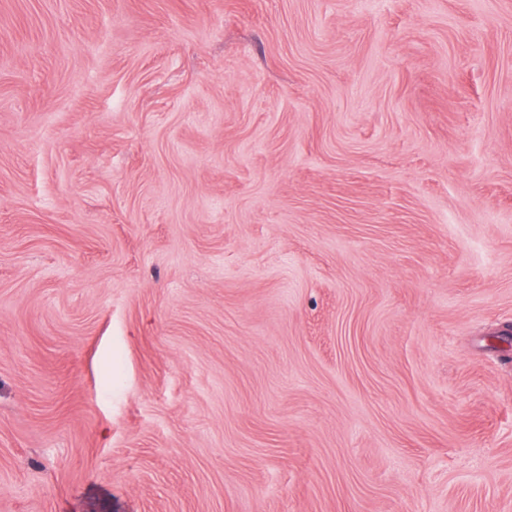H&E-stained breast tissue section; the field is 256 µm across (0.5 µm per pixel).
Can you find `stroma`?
<instances>
[{
	"mask_svg": "<svg viewBox=\"0 0 512 512\" xmlns=\"http://www.w3.org/2000/svg\"><path fill=\"white\" fill-rule=\"evenodd\" d=\"M0 512H512V0H0Z\"/></svg>",
	"mask_w": 512,
	"mask_h": 512,
	"instance_id": "stroma-1",
	"label": "stroma"
}]
</instances>
